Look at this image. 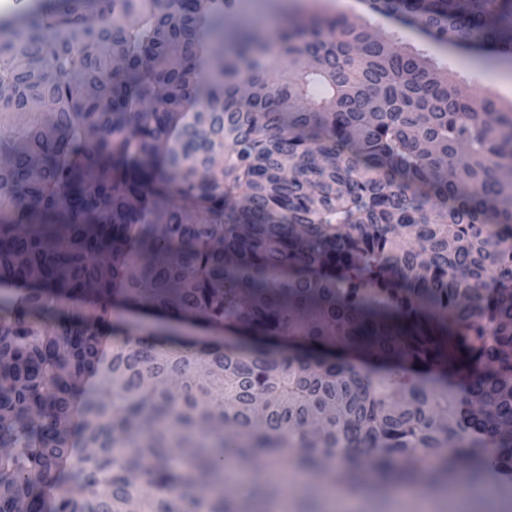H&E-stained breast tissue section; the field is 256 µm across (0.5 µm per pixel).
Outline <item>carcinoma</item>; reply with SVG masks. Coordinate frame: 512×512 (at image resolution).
<instances>
[{"instance_id":"cac0c4a2","label":"carcinoma","mask_w":512,"mask_h":512,"mask_svg":"<svg viewBox=\"0 0 512 512\" xmlns=\"http://www.w3.org/2000/svg\"><path fill=\"white\" fill-rule=\"evenodd\" d=\"M511 1L371 9L496 57ZM224 4L0 30V512H270L229 458L512 492V105L342 14L228 44ZM117 319L118 321L130 324L135 328L151 330L167 338H179L180 336H205L201 332L194 330L195 327L193 326L178 323L167 324L152 318L126 313L124 311L118 312Z\"/></svg>"}]
</instances>
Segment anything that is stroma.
<instances>
[{
    "instance_id": "1",
    "label": "stroma",
    "mask_w": 512,
    "mask_h": 512,
    "mask_svg": "<svg viewBox=\"0 0 512 512\" xmlns=\"http://www.w3.org/2000/svg\"><path fill=\"white\" fill-rule=\"evenodd\" d=\"M337 14L347 15L396 47L419 54L475 93L512 102V59L499 57L494 63H484L477 51L437 44L399 20L377 23L368 8H352L346 0H229L224 9L227 25L245 26L261 35L289 18ZM320 508L322 512H512V500H502L491 492L472 495L464 502L454 487L437 492L424 478L406 488L391 482L380 490L368 477L353 493L326 499Z\"/></svg>"
}]
</instances>
